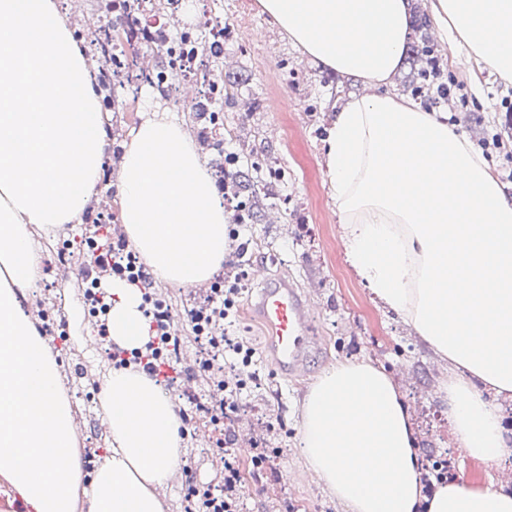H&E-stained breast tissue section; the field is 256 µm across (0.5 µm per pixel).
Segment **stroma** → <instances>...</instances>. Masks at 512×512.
<instances>
[{"label":"stroma","mask_w":512,"mask_h":512,"mask_svg":"<svg viewBox=\"0 0 512 512\" xmlns=\"http://www.w3.org/2000/svg\"><path fill=\"white\" fill-rule=\"evenodd\" d=\"M239 29L258 31L259 36L248 41L247 54L230 49L224 57V74L238 77L245 89L234 112L227 115L238 138L224 147L268 158L285 168L288 181L281 192L301 209L293 216L278 206L263 205L254 222L240 232L241 241L248 244L246 259L268 263L266 248L276 246L284 261L268 263L272 278L287 280L322 304L317 324L322 351L311 363L308 379L295 380L277 374L266 354L267 331L250 306L258 285L250 284L238 298L231 330L254 347L251 369L258 379L240 392L237 439H254L280 451L260 472L254 471L249 453L238 452L245 489L237 499L240 512H349L313 472L300 444L304 407L314 384L324 369L346 360L379 363L394 377L414 414L422 454L454 453V479L475 488L512 483V454L487 462L466 457L455 448L448 407L441 397L450 371L447 359L415 335L399 315L384 309L346 261L335 201L323 174L321 142L335 101L331 87L344 85V78L309 61L267 17L241 23ZM438 48L457 89L439 100L435 111L447 113L449 123L465 131L474 146L499 136L500 148L489 149L486 158L502 177L504 191L512 195V120L505 116L506 103L512 101V82L489 69L458 62L457 50L448 43H439ZM284 57L295 69V82L288 87L279 70ZM254 97L260 100L256 112L249 108ZM83 230V225L76 224L65 236L48 238L39 227H32L43 273L35 301L45 311L46 325L63 326L68 335L66 341L53 343L62 361L60 373L75 415L85 424L86 447L105 457L112 451L110 434L99 422V401L90 396L86 378L99 376L108 357L103 349L75 342L69 308L70 303L83 300L81 269L87 258L80 253L69 257L67 275L57 269L63 240L81 237ZM181 463L189 468L187 481L213 479L217 463L210 439L184 440ZM187 481L167 492L164 512H184Z\"/></svg>","instance_id":"stroma-1"}]
</instances>
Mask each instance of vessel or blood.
I'll use <instances>...</instances> for the list:
<instances>
[{
	"instance_id": "b4317fda",
	"label": "vessel or blood",
	"mask_w": 512,
	"mask_h": 512,
	"mask_svg": "<svg viewBox=\"0 0 512 512\" xmlns=\"http://www.w3.org/2000/svg\"><path fill=\"white\" fill-rule=\"evenodd\" d=\"M254 309L269 332L267 351L276 370L285 376L303 371L319 346L313 305L279 280L264 282Z\"/></svg>"
}]
</instances>
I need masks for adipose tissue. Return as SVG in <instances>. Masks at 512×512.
<instances>
[{"instance_id":"obj_1","label":"adipose tissue","mask_w":512,"mask_h":512,"mask_svg":"<svg viewBox=\"0 0 512 512\" xmlns=\"http://www.w3.org/2000/svg\"><path fill=\"white\" fill-rule=\"evenodd\" d=\"M308 56L369 92L347 101L323 140L346 259L369 290L448 357L443 389L469 457L512 453L486 391L512 397V197L445 115L379 93L405 61L407 0H259ZM442 37L512 82V0H433ZM91 63L59 0H0V476L32 512H162L180 475L182 421L155 379L103 376L100 410L112 454L86 474L81 429L30 296L42 280L30 235L78 223L103 178L112 127ZM120 219L153 277L185 288L224 266L227 214L203 156L165 111L124 140ZM113 343L144 347L139 288L116 279ZM303 452L350 512H512V495L461 481L425 497L411 415L372 362L326 369L308 399Z\"/></svg>"}]
</instances>
